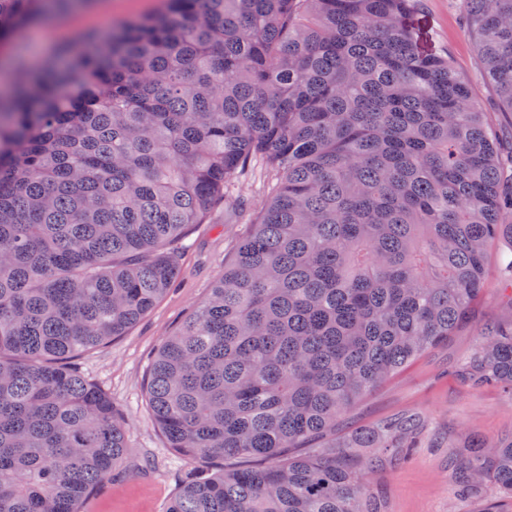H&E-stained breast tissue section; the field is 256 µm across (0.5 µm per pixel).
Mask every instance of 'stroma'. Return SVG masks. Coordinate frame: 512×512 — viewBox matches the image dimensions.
Returning <instances> with one entry per match:
<instances>
[{
    "label": "stroma",
    "instance_id": "stroma-1",
    "mask_svg": "<svg viewBox=\"0 0 512 512\" xmlns=\"http://www.w3.org/2000/svg\"><path fill=\"white\" fill-rule=\"evenodd\" d=\"M160 0H92L89 8L65 10L30 27L22 41L41 54L59 44H78L84 34L112 22L155 11ZM422 47L447 53L465 80L493 133L512 140V110L484 72L475 39L464 23L460 0H422L414 19ZM248 230L235 200L215 209L206 223L193 225L181 254L173 289L124 336L81 354L76 369L112 400L123 422L126 453L110 481L91 493L82 512H166L191 463L176 456L155 425L146 403L148 364L166 336L209 294ZM504 304L487 292L471 318L446 346L429 352L404 372L373 390L349 414L339 431L350 434L389 415L421 412L428 429L406 462L373 474L370 482L386 500L388 512H479L482 501L463 494L460 448L478 436L491 442L512 433V398L491 387L476 388L456 374L459 361L484 328L498 320Z\"/></svg>",
    "mask_w": 512,
    "mask_h": 512
}]
</instances>
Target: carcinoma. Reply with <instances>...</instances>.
Listing matches in <instances>:
<instances>
[{
  "mask_svg": "<svg viewBox=\"0 0 512 512\" xmlns=\"http://www.w3.org/2000/svg\"><path fill=\"white\" fill-rule=\"evenodd\" d=\"M86 0H0V512H81L122 462L112 399L71 365L172 287L187 230L229 186L270 200L151 360L145 396L182 460L261 459L180 486L168 512H387L369 477L428 423L347 438L341 417L448 342L512 240L503 152L420 0H162L35 70L23 29ZM512 109V0H463ZM506 323L459 375L512 396ZM463 490L512 512V435L462 454Z\"/></svg>",
  "mask_w": 512,
  "mask_h": 512,
  "instance_id": "1",
  "label": "carcinoma"
}]
</instances>
